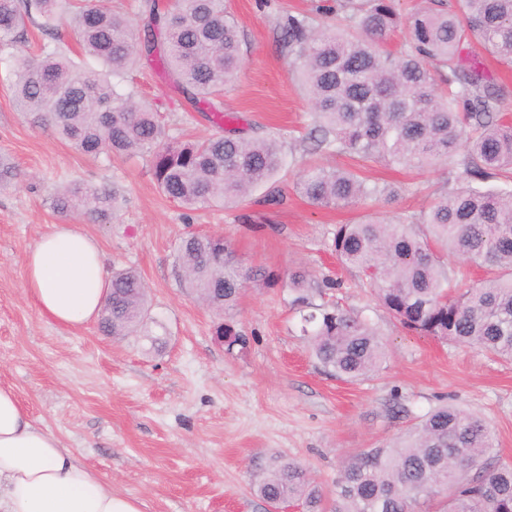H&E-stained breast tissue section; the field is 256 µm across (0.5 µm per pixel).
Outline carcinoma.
Returning a JSON list of instances; mask_svg holds the SVG:
<instances>
[{
	"instance_id": "obj_1",
	"label": "carcinoma",
	"mask_w": 512,
	"mask_h": 512,
	"mask_svg": "<svg viewBox=\"0 0 512 512\" xmlns=\"http://www.w3.org/2000/svg\"><path fill=\"white\" fill-rule=\"evenodd\" d=\"M401 14L396 0H331L319 12L341 13L350 35L318 31L313 18L288 15L282 41L309 91L313 151L349 155L360 169L311 166L295 183L318 207L379 203L385 184L361 169L372 164L422 170L450 164L464 183L448 184L430 205L386 222L368 216L340 224L331 249L357 271L379 305L422 336L468 345L512 361V122L501 115L506 89L466 64L475 38L496 59L512 62V0H430ZM59 40L62 27L79 37L101 69L80 68L55 47L17 68L16 103L39 127L52 128L82 154L128 156L145 151L161 192L196 211L229 207L268 184L283 164L275 139L224 128L234 117L218 106L224 85L241 67L240 35L224 0H144L140 29L112 11L111 0H0V40L24 37L27 23ZM405 32L399 50L382 44ZM154 61L219 131L171 141L158 113L116 79L141 60ZM117 190L74 183L51 194L54 212H74L93 224L115 217ZM489 271L472 288L458 287L447 256ZM183 277L197 298L218 311L231 308L252 284L283 281L300 292L320 289L300 271L245 270L230 245L189 236L179 246ZM149 318L147 294L133 269L112 272L100 327L134 336ZM311 355L339 378L365 379L380 369L385 349L366 317L319 305L301 318ZM493 434L480 417L453 406L426 413L405 439L348 462L336 479L341 505L326 495L302 463L274 457L256 484L268 503L298 502L303 512H512V464L489 458Z\"/></svg>"
}]
</instances>
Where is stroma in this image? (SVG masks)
I'll return each instance as SVG.
<instances>
[{
    "label": "stroma",
    "mask_w": 512,
    "mask_h": 512,
    "mask_svg": "<svg viewBox=\"0 0 512 512\" xmlns=\"http://www.w3.org/2000/svg\"><path fill=\"white\" fill-rule=\"evenodd\" d=\"M224 5L240 28L243 58L224 88V111L245 135L282 137L278 204H262L261 187L237 208L189 212L159 190L147 155L94 159L51 128L32 126L11 81L24 58L54 41L32 28L26 40L0 42V162L17 173L0 189V387L12 389L34 422L114 491L139 499L142 512H273L255 490L272 457L301 461L331 490L346 460L393 445L445 402L481 416L495 435L493 457L512 462V362L418 335L390 318L329 247L336 225L360 220L368 206L317 207L294 190L309 165L351 164L348 156L312 151L310 97L279 45L284 19L310 11L314 0ZM121 83L160 112L169 136L215 132L185 109L162 68L137 66ZM366 173L397 188L377 207L381 217L397 219L425 209L458 171L375 165ZM73 182L120 192L114 222L84 225L107 268L140 275L151 313L141 335L115 338L96 322L56 324L25 292L26 252L53 225L81 222L50 205L54 189ZM192 235L223 236L248 266L337 280L310 300L367 316L386 347L380 370L360 381L325 371L310 355L288 287L246 289L223 312L201 303L178 260L181 241ZM226 324L246 344L222 342L217 332ZM155 336L164 337L163 348L152 345Z\"/></svg>",
    "instance_id": "35a3bbf8"
}]
</instances>
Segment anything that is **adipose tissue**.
Segmentation results:
<instances>
[{"instance_id": "ef3b65f1", "label": "adipose tissue", "mask_w": 512, "mask_h": 512, "mask_svg": "<svg viewBox=\"0 0 512 512\" xmlns=\"http://www.w3.org/2000/svg\"><path fill=\"white\" fill-rule=\"evenodd\" d=\"M24 286L52 321L83 327L109 289L103 253L78 224H56L24 258ZM0 512H141L137 499L82 465L37 426L13 390L0 388Z\"/></svg>"}]
</instances>
